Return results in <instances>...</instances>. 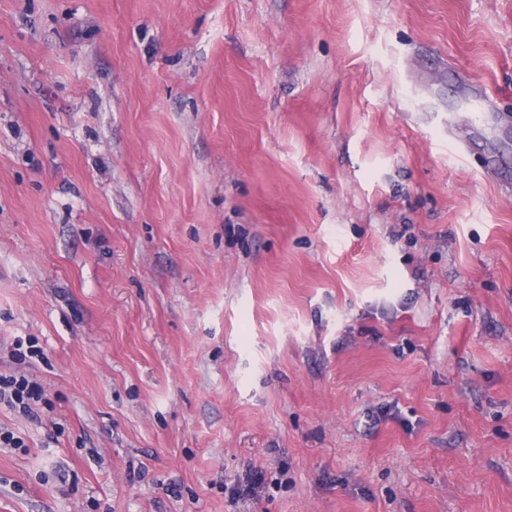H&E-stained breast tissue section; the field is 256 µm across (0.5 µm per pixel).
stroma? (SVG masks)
I'll use <instances>...</instances> for the list:
<instances>
[{
	"instance_id": "35a3bbf8",
	"label": "stroma",
	"mask_w": 512,
	"mask_h": 512,
	"mask_svg": "<svg viewBox=\"0 0 512 512\" xmlns=\"http://www.w3.org/2000/svg\"><path fill=\"white\" fill-rule=\"evenodd\" d=\"M0 374V512H512V0H0ZM43 390L37 381L25 375H0V404L25 416L33 414V405L42 401Z\"/></svg>"
}]
</instances>
